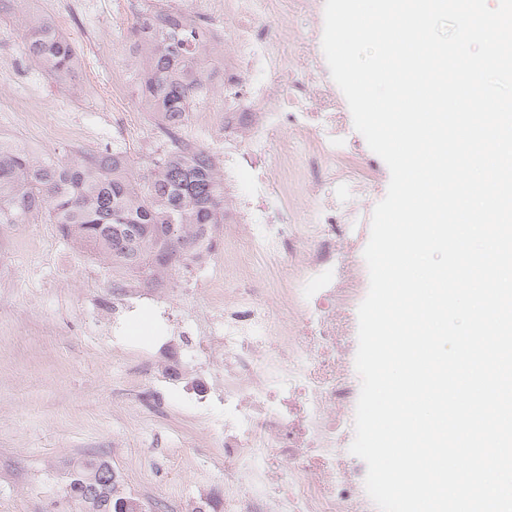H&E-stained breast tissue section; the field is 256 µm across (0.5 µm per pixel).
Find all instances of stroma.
Segmentation results:
<instances>
[{
	"instance_id": "stroma-1",
	"label": "stroma",
	"mask_w": 512,
	"mask_h": 512,
	"mask_svg": "<svg viewBox=\"0 0 512 512\" xmlns=\"http://www.w3.org/2000/svg\"><path fill=\"white\" fill-rule=\"evenodd\" d=\"M29 0L0 25V137L30 143L34 159L80 150L126 151L138 170L161 144L132 88L116 87L124 35L141 0ZM53 17L82 56L71 86L22 52L26 25ZM0 512H79L64 496L81 458L109 462L147 512H195L224 497V438L185 410L203 384L223 415L224 362L203 354L215 319L209 270H173L147 289L128 333H112L121 275L101 255L63 239L52 224H0ZM192 334L151 335L160 312Z\"/></svg>"
}]
</instances>
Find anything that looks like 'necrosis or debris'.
Instances as JSON below:
<instances>
[{
	"label": "necrosis or debris",
	"mask_w": 512,
	"mask_h": 512,
	"mask_svg": "<svg viewBox=\"0 0 512 512\" xmlns=\"http://www.w3.org/2000/svg\"><path fill=\"white\" fill-rule=\"evenodd\" d=\"M187 17L223 32L230 53L207 52L224 78V107L198 113L224 142V212L209 287L224 308L209 356L224 361V512H374L337 459L338 430L357 404L343 348L361 274L345 250L369 223L373 183L349 163L347 113L313 45L320 0H178ZM307 26L289 43L278 20ZM283 129L304 138L290 161ZM308 201L298 226L289 191ZM238 270L234 281L225 264Z\"/></svg>",
	"instance_id": "obj_1"
}]
</instances>
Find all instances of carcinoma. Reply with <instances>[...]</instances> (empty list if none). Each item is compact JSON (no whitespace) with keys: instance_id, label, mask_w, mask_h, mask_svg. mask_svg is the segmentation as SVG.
<instances>
[{"instance_id":"obj_1","label":"carcinoma","mask_w":512,"mask_h":512,"mask_svg":"<svg viewBox=\"0 0 512 512\" xmlns=\"http://www.w3.org/2000/svg\"><path fill=\"white\" fill-rule=\"evenodd\" d=\"M201 27L173 8L141 7L129 31L141 71L138 97L161 121L167 149L134 171L123 151L83 152L76 158L33 159L0 140V224H55L87 252L146 281L196 259L205 234L224 223V170L212 152H187L176 131L209 92L201 67ZM25 53L62 79L81 65L73 42L49 17L23 36ZM66 496L84 512H116L118 497L94 492L86 503L81 478L70 474Z\"/></svg>"}]
</instances>
